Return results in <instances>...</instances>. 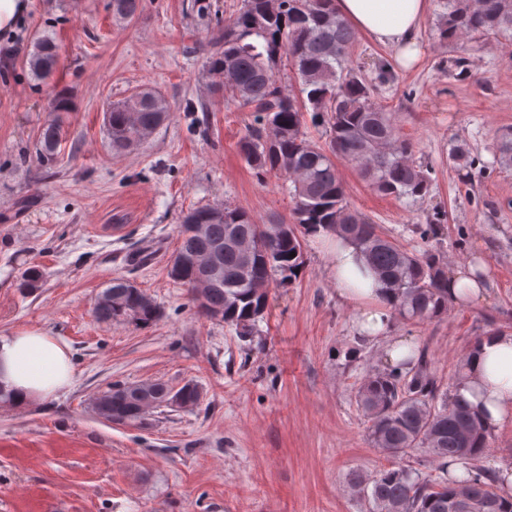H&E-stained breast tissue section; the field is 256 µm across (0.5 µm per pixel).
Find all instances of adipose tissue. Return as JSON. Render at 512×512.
Here are the masks:
<instances>
[{
  "mask_svg": "<svg viewBox=\"0 0 512 512\" xmlns=\"http://www.w3.org/2000/svg\"><path fill=\"white\" fill-rule=\"evenodd\" d=\"M430 0H336V9L355 29L394 47L397 61L410 67L418 59L416 37ZM336 280L359 286L360 296L379 298L371 275L363 274L353 247L338 244ZM70 345L36 328L0 333V390L26 407L57 398L74 383ZM455 394L477 411L488 426L512 420V331L492 332L471 349Z\"/></svg>",
  "mask_w": 512,
  "mask_h": 512,
  "instance_id": "1",
  "label": "adipose tissue"
}]
</instances>
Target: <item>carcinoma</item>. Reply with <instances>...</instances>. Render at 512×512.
<instances>
[{"instance_id":"cac0c4a2","label":"carcinoma","mask_w":512,"mask_h":512,"mask_svg":"<svg viewBox=\"0 0 512 512\" xmlns=\"http://www.w3.org/2000/svg\"><path fill=\"white\" fill-rule=\"evenodd\" d=\"M142 0H112V13L130 19ZM448 12L438 24L439 39L456 48L451 67L467 74L475 47L464 39L506 37L512 41V0H445ZM355 30L336 11L335 0H241L237 12L224 19L208 62L212 85L224 101L252 122L238 141L242 159L258 174L274 173L291 183L292 221L257 224L239 207L216 205L188 212L179 225V246L170 277L184 285L201 315L252 337L268 307L273 277L297 278L304 266L302 239L333 234L354 247L364 266L386 294L387 306L399 317L424 324L448 313V266L436 255L418 254L381 234L369 217L351 208L335 159L349 162L358 178L375 194L397 200H421L429 192V169L416 161V145L400 135L392 113L375 98L391 80L381 63L367 77L355 65ZM57 45L42 37L30 58L38 77L57 63ZM286 64L298 84L293 92L278 84L276 70ZM56 115L39 134L40 155H56L62 113L69 98L53 101ZM311 117H306V114ZM169 117L165 99L140 88L112 104L105 113L112 152L120 155L155 132ZM325 127L328 143L311 139L307 123ZM448 159L459 171L474 165L470 147L451 144ZM494 163L512 166V131L496 142ZM296 256H291V253ZM45 274L33 266L22 286L42 287ZM93 313L99 321L130 320L150 324L161 317L144 291L114 277L98 296ZM171 388L161 381L109 388L94 397L97 410L113 424L140 422L164 402ZM357 404L367 421L372 447L390 459L373 475L354 473L350 485L372 501L373 512H448L453 501L475 512H512L504 506L496 472L480 464L494 437L470 408L455 396L440 393L434 364L417 350L397 367L374 369L357 391ZM429 455L432 472L410 465L414 450ZM465 469L462 478L449 474L452 465Z\"/></svg>"}]
</instances>
